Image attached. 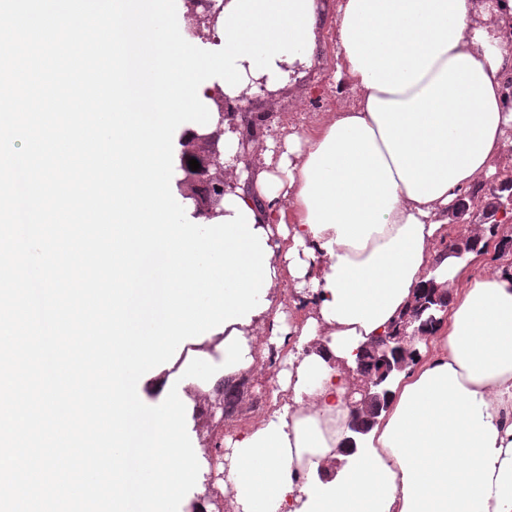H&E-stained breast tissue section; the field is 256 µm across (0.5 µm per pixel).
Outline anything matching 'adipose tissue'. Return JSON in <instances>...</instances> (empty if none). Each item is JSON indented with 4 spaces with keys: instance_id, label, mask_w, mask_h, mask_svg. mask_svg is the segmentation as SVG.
<instances>
[{
    "instance_id": "obj_1",
    "label": "adipose tissue",
    "mask_w": 512,
    "mask_h": 512,
    "mask_svg": "<svg viewBox=\"0 0 512 512\" xmlns=\"http://www.w3.org/2000/svg\"><path fill=\"white\" fill-rule=\"evenodd\" d=\"M185 0H108L110 34L144 26L154 65L152 107L135 118L140 157L124 217L145 224L114 267L145 288L149 341L114 332L107 390L129 416L135 446L113 506L155 512L190 477L183 446L186 387L223 363L238 383L260 369L261 331L291 341L288 372L267 417L225 438L224 487L235 512H512V269L483 272L437 250L462 191L487 181L512 152L502 72L512 46L490 0H224L209 39L184 42ZM333 27L336 78L357 97L309 133L269 143L215 217L171 191L206 134L225 163L239 133L222 130L216 97L265 81L275 90L311 68ZM214 273L201 279V263ZM287 287L303 311L274 310ZM448 296V315L390 382L387 407L353 436L346 396L358 352L386 335L418 289ZM223 337L218 362L173 374L164 411L136 387L177 343ZM356 451H349V444Z\"/></svg>"
}]
</instances>
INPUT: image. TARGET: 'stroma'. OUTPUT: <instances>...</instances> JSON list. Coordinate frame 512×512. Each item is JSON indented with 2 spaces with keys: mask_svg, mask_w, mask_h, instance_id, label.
I'll use <instances>...</instances> for the list:
<instances>
[{
  "mask_svg": "<svg viewBox=\"0 0 512 512\" xmlns=\"http://www.w3.org/2000/svg\"><path fill=\"white\" fill-rule=\"evenodd\" d=\"M320 41L323 49L314 65L281 87L274 99L254 98L252 114H268L274 128L288 133L312 129L325 112L349 108L342 85L335 79L338 59L332 29H324ZM217 342L214 336L201 345L189 341L167 354L143 379L139 393L141 404L148 409L158 408L159 396L169 376L194 361L216 355ZM220 384V379L215 378L202 381L195 388L197 399L189 403L184 415V438L193 454V477L163 512H191V504L198 500L202 501L204 512H234L232 496L221 484L219 462L212 447L226 435L262 419L269 410L271 392L265 377L247 376L238 387L234 409L224 413L214 407L220 395Z\"/></svg>",
  "mask_w": 512,
  "mask_h": 512,
  "instance_id": "1",
  "label": "stroma"
}]
</instances>
